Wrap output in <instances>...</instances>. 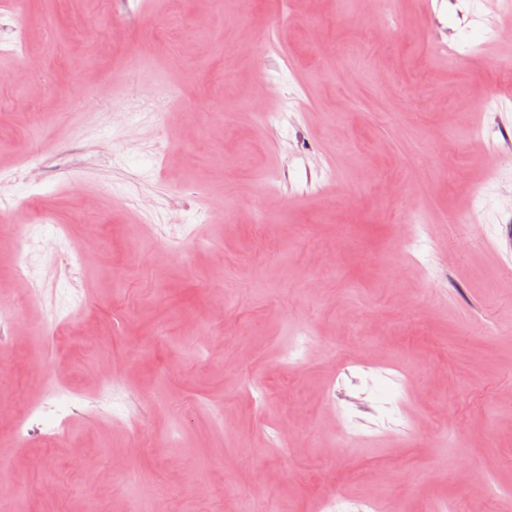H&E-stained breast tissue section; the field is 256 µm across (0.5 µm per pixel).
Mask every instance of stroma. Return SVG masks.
Instances as JSON below:
<instances>
[{"instance_id":"obj_1","label":"stroma","mask_w":512,"mask_h":512,"mask_svg":"<svg viewBox=\"0 0 512 512\" xmlns=\"http://www.w3.org/2000/svg\"><path fill=\"white\" fill-rule=\"evenodd\" d=\"M19 7L0 178L34 157L43 221L0 222V512H501L469 479L512 489V10L174 0L144 66L153 0Z\"/></svg>"}]
</instances>
